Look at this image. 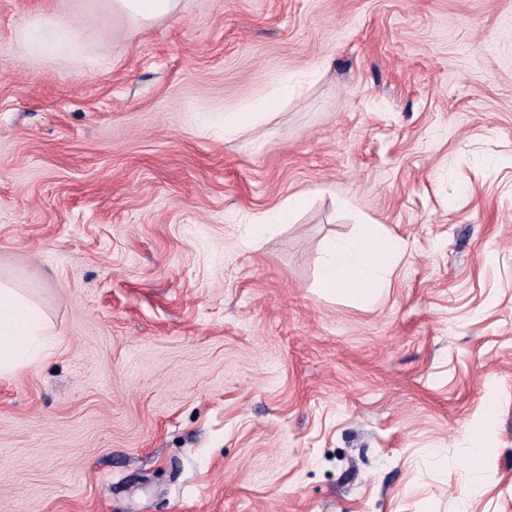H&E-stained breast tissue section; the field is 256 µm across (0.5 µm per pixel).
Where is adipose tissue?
Returning a JSON list of instances; mask_svg holds the SVG:
<instances>
[{"instance_id": "1", "label": "adipose tissue", "mask_w": 512, "mask_h": 512, "mask_svg": "<svg viewBox=\"0 0 512 512\" xmlns=\"http://www.w3.org/2000/svg\"><path fill=\"white\" fill-rule=\"evenodd\" d=\"M179 0H93L88 15L118 14L134 22L151 24L173 15ZM93 25L78 28L54 12L38 13L24 27V52L34 59L64 58L87 41ZM293 88L282 82L277 94L250 102L224 119V131L240 132L258 117L274 116L286 105ZM399 240L387 237L378 225L328 240L323 248L320 291L332 297L374 299L392 256L400 254ZM48 318L31 294L12 279L0 278V373H13L48 355L53 348Z\"/></svg>"}]
</instances>
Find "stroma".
<instances>
[{
    "mask_svg": "<svg viewBox=\"0 0 512 512\" xmlns=\"http://www.w3.org/2000/svg\"><path fill=\"white\" fill-rule=\"evenodd\" d=\"M54 4L0 0V274L55 334L0 512H512V0H180L30 60ZM366 224L386 284L323 295ZM292 94L293 87L289 84L287 77L281 83L277 94L250 102L230 116L225 115L224 134H234L252 126L261 115L273 117L279 107L288 104V98ZM306 203L303 195H293L282 204L281 207L270 212H264L251 218V232L253 236L259 237L265 234L272 224L288 223L290 216ZM379 225H366L351 235L332 238L323 248L320 291L332 297L370 301L382 284L392 256L401 242L383 234Z\"/></svg>",
    "mask_w": 512,
    "mask_h": 512,
    "instance_id": "1",
    "label": "stroma"
}]
</instances>
